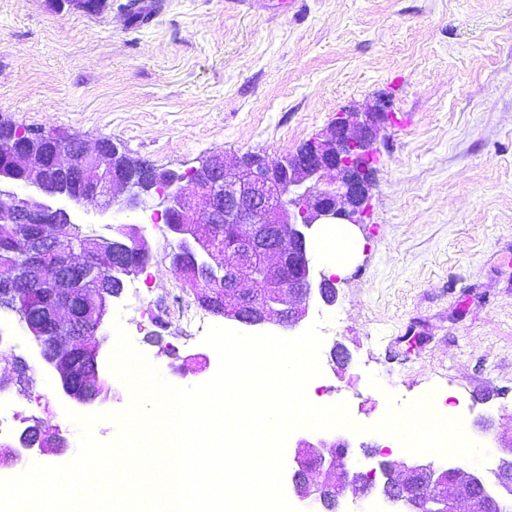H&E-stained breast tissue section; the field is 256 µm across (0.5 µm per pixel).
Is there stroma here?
<instances>
[{
    "mask_svg": "<svg viewBox=\"0 0 512 512\" xmlns=\"http://www.w3.org/2000/svg\"><path fill=\"white\" fill-rule=\"evenodd\" d=\"M106 0L99 15L53 0H0V120L55 129L88 144L109 139L160 169L187 170L215 153L226 163L257 153L276 161L320 136L342 113L388 103L359 243L334 305L314 299L303 328L323 336L322 405L346 402L363 428L311 431L341 437L363 470L409 453L373 432L388 399H460L472 439L492 462L512 435V0ZM86 234L139 226L154 254L149 294L166 299L180 280L165 259L175 240L146 224L149 210L103 213L70 206ZM177 387L209 380L216 352L187 338L177 319L114 298L101 329V376L110 400L81 406L58 392L40 347L15 313L0 310V348L36 366L20 388L0 369V394L18 404L14 433L42 418L62 447L21 456L0 477L77 454L69 413L97 415L93 435L112 441L109 413L130 403L112 374L115 325ZM164 342L148 343L152 333ZM344 346L347 363L330 351Z\"/></svg>",
    "mask_w": 512,
    "mask_h": 512,
    "instance_id": "obj_1",
    "label": "stroma"
}]
</instances>
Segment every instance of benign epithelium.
<instances>
[{
  "mask_svg": "<svg viewBox=\"0 0 512 512\" xmlns=\"http://www.w3.org/2000/svg\"><path fill=\"white\" fill-rule=\"evenodd\" d=\"M373 120L342 118L325 135L308 140L275 164L258 154L242 156L229 169L224 155L213 154L178 173L140 171L151 167L131 159L110 140L89 148L76 135L56 130H24L0 122V224H26L30 230L0 231L17 262L0 269V298L19 303L41 290L50 303L28 325L35 336H49L44 357L59 375L64 393L78 404L105 401L109 388L100 378L102 340L98 332L114 294L98 289L92 302L77 288L78 270L62 245L60 225L69 211L48 200L64 198L102 211L133 212L156 201L157 220L181 243L167 254L180 269L188 255L220 274L224 287L189 284L199 307L228 322L255 329H293L308 315L313 295L310 237L316 224H360L361 209L373 185ZM205 224H230L235 235L219 251ZM134 253L152 256L144 234L123 226L118 240L91 237L80 261L99 280L125 273L118 260ZM248 272L263 291L241 284ZM347 441L301 438L288 457L294 495L316 509L347 494L368 498L376 474L384 477L382 495L407 512H502L512 502V439H498L490 474L464 462L456 465L412 458L363 471L349 464Z\"/></svg>",
  "mask_w": 512,
  "mask_h": 512,
  "instance_id": "1",
  "label": "benign epithelium"
}]
</instances>
